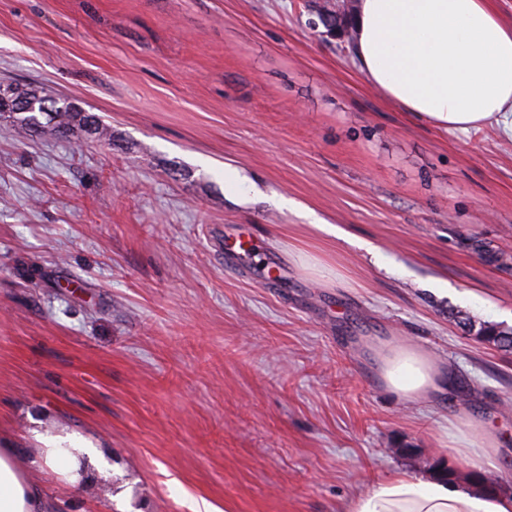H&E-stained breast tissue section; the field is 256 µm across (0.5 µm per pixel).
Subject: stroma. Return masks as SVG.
<instances>
[{
	"mask_svg": "<svg viewBox=\"0 0 512 512\" xmlns=\"http://www.w3.org/2000/svg\"><path fill=\"white\" fill-rule=\"evenodd\" d=\"M310 0H0V78L99 115L0 136V443L92 440L112 468L57 512H342L406 471L479 469L512 494V138L449 134L370 85ZM255 182L224 192L225 167ZM248 232L288 268L224 260ZM410 340L462 393L386 394L375 351ZM479 339L486 340L493 346L504 350L512 349V329H505L501 326L480 323L476 331ZM475 438L480 439V444H475ZM447 439L452 443L456 454L481 468V464L492 465L491 453L496 447L495 440L485 433L479 425L475 424L465 414L456 416L448 422Z\"/></svg>",
	"mask_w": 512,
	"mask_h": 512,
	"instance_id": "1",
	"label": "stroma"
}]
</instances>
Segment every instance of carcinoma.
Returning <instances> with one entry per match:
<instances>
[{
  "label": "carcinoma",
  "mask_w": 512,
  "mask_h": 512,
  "mask_svg": "<svg viewBox=\"0 0 512 512\" xmlns=\"http://www.w3.org/2000/svg\"><path fill=\"white\" fill-rule=\"evenodd\" d=\"M347 2L349 0L314 2V14L326 32L331 34L339 30L352 36L349 32ZM17 96L22 98L21 107L16 110H0L1 130L38 132L48 129L62 138L70 137L79 130L92 139H112L110 126L72 102L52 98L31 84L17 87ZM476 335L500 349H512V329L482 323Z\"/></svg>",
  "instance_id": "obj_1"
}]
</instances>
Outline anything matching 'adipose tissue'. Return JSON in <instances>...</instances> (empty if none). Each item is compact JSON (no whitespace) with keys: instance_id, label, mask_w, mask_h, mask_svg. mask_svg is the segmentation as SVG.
Segmentation results:
<instances>
[{"instance_id":"ef3b65f1","label":"adipose tissue","mask_w":512,"mask_h":512,"mask_svg":"<svg viewBox=\"0 0 512 512\" xmlns=\"http://www.w3.org/2000/svg\"><path fill=\"white\" fill-rule=\"evenodd\" d=\"M354 30L366 79L415 118L449 132L493 122L512 134V22L496 0H360ZM379 376L387 394L408 401L432 400L448 384L410 344L387 349ZM447 438L477 467L496 446L465 415L449 421ZM36 439L28 450L0 447V512H47L40 475L74 484L101 470L100 451L85 440ZM344 512H512V496L400 472L355 493Z\"/></svg>"}]
</instances>
